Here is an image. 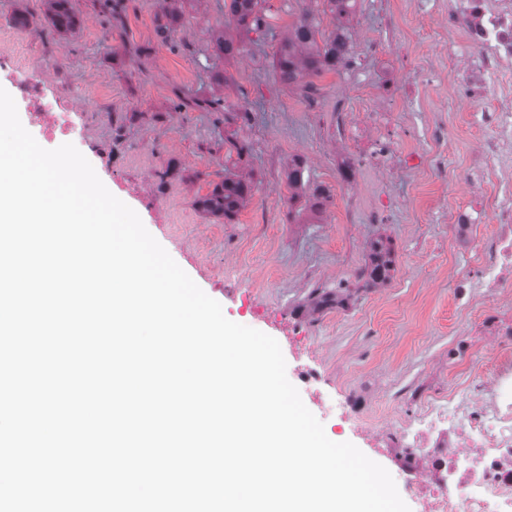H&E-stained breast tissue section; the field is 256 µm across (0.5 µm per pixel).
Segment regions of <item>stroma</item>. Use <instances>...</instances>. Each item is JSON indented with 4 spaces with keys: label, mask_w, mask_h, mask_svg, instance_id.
<instances>
[{
    "label": "stroma",
    "mask_w": 512,
    "mask_h": 512,
    "mask_svg": "<svg viewBox=\"0 0 512 512\" xmlns=\"http://www.w3.org/2000/svg\"><path fill=\"white\" fill-rule=\"evenodd\" d=\"M70 3L79 28L55 42L41 26L45 0H0V50L16 49L27 62L62 54L64 68L52 74L51 92L92 114L91 134L103 150L102 158L91 161L99 178L221 304L227 319H239L240 298L224 287L235 279L263 310L255 329L275 338L293 367L297 360L281 311L311 306L315 289L344 280L354 289L348 308L313 312L308 329L325 370L323 396L369 395V420L376 423L395 414L392 387L451 382L437 360L476 314L456 306L449 273L478 258L453 246V227L440 220L438 208L455 207L471 188L448 184L425 167L391 183L368 167L353 185H343L336 161L347 149L336 141L331 108L336 98L352 96V88L334 71L314 76L311 101L283 85L272 65L277 34L301 9L314 12L322 33L334 29L321 0H267L274 36L245 42L241 55L228 63L213 52V38L225 28L224 0H185L170 42L158 34L161 0H125L118 23L104 0ZM387 7L398 17V39H424L426 20L415 0H359L348 30L362 53H370ZM20 11L32 18L28 28L14 20ZM219 71L229 76L222 86L214 80ZM181 94L222 98L225 111L243 108L250 119L228 122L225 112L193 106L175 111ZM423 107L427 124L446 138L442 153L448 166L465 174L482 127L456 108L441 111L437 98H425ZM231 139L249 147L236 171L252 179L254 191L238 218L221 224L196 210L193 199L223 179ZM298 156L311 181L331 192L322 212L307 223L289 217L306 203L305 197H292L286 178L289 162ZM168 166L173 174L159 181L158 171ZM380 199L389 211L384 223L375 224L371 209ZM381 235L392 241L397 271L381 291L359 289L363 245Z\"/></svg>",
    "instance_id": "obj_1"
}]
</instances>
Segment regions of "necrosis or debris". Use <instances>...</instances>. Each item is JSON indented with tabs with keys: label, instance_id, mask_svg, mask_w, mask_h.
<instances>
[{
	"label": "necrosis or debris",
	"instance_id": "obj_1",
	"mask_svg": "<svg viewBox=\"0 0 512 512\" xmlns=\"http://www.w3.org/2000/svg\"><path fill=\"white\" fill-rule=\"evenodd\" d=\"M424 14L429 32L438 36L441 58L460 75L457 102L489 127L476 143L471 166L491 178L494 193L474 192L471 203L450 213L459 248L479 257L476 268L455 271L454 299L467 308L483 293L488 302L464 334L448 344V366L461 370V377L445 390L398 391L400 413L393 423L367 424L371 402L362 395L339 402L323 400L319 406L336 433L352 431L383 442L384 452L395 461L403 496L417 512H512V165L504 158L505 149L512 146V0H426ZM394 30V15L384 13L382 46L373 56L402 75L403 87L378 85L355 113L348 100L336 103L337 140L347 139L355 129L361 133L340 171L347 184L360 166L371 163L392 178L411 170L396 140L415 130L394 126L392 106L400 93L415 97L438 89L442 81L439 65L417 68L415 51L395 44ZM450 32L458 34L457 42L447 41ZM59 66L56 55L26 67L14 56L0 54V76L8 80L29 126L46 140H63L83 153L95 150L86 114L46 90L45 73ZM492 87L497 102L487 110L483 104ZM479 206L493 227L477 238L471 226ZM309 318L308 310L298 308L289 313L288 322L295 331L294 348L308 357L294 368V383L315 396L325 374L303 334ZM483 350L491 360V372L478 379L467 368Z\"/></svg>",
	"mask_w": 512,
	"mask_h": 512
}]
</instances>
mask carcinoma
<instances>
[{
    "label": "carcinoma",
    "mask_w": 512,
    "mask_h": 512,
    "mask_svg": "<svg viewBox=\"0 0 512 512\" xmlns=\"http://www.w3.org/2000/svg\"><path fill=\"white\" fill-rule=\"evenodd\" d=\"M49 7L45 15V33L54 39L64 33L73 31L78 20L73 13L70 0H48ZM162 23L158 32L169 38L174 25L180 18L178 5L181 0H162ZM325 8L334 15L336 29L323 35L310 10L304 9L288 34L280 41L274 54L273 66L278 71L283 84L307 90L310 83L304 78L320 75L336 69V58L347 53L350 48L348 27L344 20L350 17L352 0H322ZM230 20L239 36L220 34L214 39V49L218 56L233 58L243 49V38L254 33L257 38L273 35L271 24L265 13V0H229L224 4ZM304 161L300 157L292 160L288 166V185L303 186ZM252 183L236 174L226 175L213 185L205 195L194 198V206L202 213L221 219L226 224L235 220L252 194ZM330 198L328 188L316 184L310 188L309 199L314 213L322 211L324 202ZM390 240L379 237L370 243L368 262L359 271L358 279L365 286L374 287L391 280L394 259Z\"/></svg>",
    "instance_id": "obj_1"
}]
</instances>
